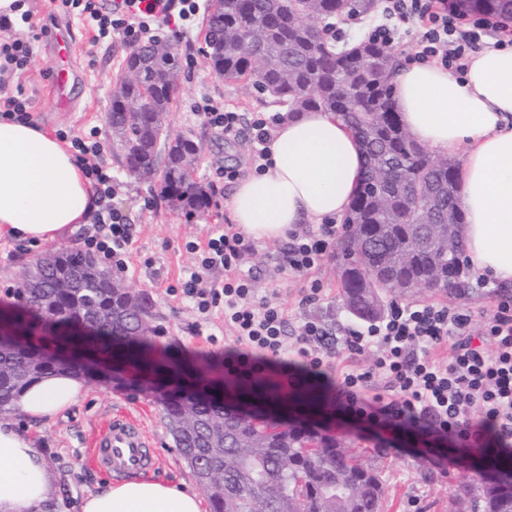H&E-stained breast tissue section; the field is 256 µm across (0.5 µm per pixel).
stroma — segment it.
Listing matches in <instances>:
<instances>
[{"instance_id":"1","label":"stroma","mask_w":512,"mask_h":512,"mask_svg":"<svg viewBox=\"0 0 512 512\" xmlns=\"http://www.w3.org/2000/svg\"><path fill=\"white\" fill-rule=\"evenodd\" d=\"M26 2L34 22L18 24L12 35L31 42L34 53L17 83L7 86L6 95L23 94L30 102L35 124L50 135L97 131L103 145L102 159L117 182L113 202L134 226L127 269L118 273L117 278L150 305L153 319L149 340L169 360L184 361L205 370L223 367L236 342L224 328L222 309H215L209 319H202L182 299L179 288L195 262L194 254L186 249L187 243L205 240L209 228L231 224L229 204L234 182L223 181L222 192L214 197L205 215L189 217L162 199L159 182L129 175L120 151L112 144V132L105 120L112 95L125 73L127 43L94 41L92 28L80 18L77 9L63 8L61 0ZM209 12L210 6L205 2L187 33L178 39L179 91L166 118L171 135H188L201 143L194 175L202 183L222 168L239 170L245 176L252 174L253 141L252 132L246 127L237 137L225 138L195 114V105L209 97L248 120L258 112L270 116L281 110L280 105L257 89L213 74L204 57ZM61 21L72 28L73 53L80 72L73 89L75 107L69 111L58 107L49 82L57 64L49 43ZM383 21L378 8L358 16L346 13L333 19L331 36L339 47L349 48L366 40L372 27ZM254 245V251L245 258L243 270L253 277L258 295L280 302L294 321L314 317L336 332L355 323V316L342 306L337 256H330L313 271V278L322 283V293L318 300L307 303L303 300L302 281L286 265L284 240L258 239ZM81 247L82 241L76 235L37 248L1 238L0 307L17 306L16 291L29 264L50 253ZM85 382L88 396L81 404L43 425L33 426L23 420L18 423L41 448L51 477V494L44 512H79L85 496L110 483L109 475L88 462L86 443L99 419L121 408L142 422L156 442L161 465L154 473L155 478L194 484L195 478L181 460L166 428L158 394L100 374L87 375ZM287 420L311 427L318 436L341 440L363 466L375 470L384 484L381 512H470L472 492L480 490L485 481L500 477L498 469L486 468L482 452L475 449L446 445L429 452L415 446L404 434L394 437L391 448L376 447L372 437L334 414L327 404L314 414L289 413Z\"/></svg>"}]
</instances>
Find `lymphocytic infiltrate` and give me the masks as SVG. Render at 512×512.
Returning <instances> with one entry per match:
<instances>
[{
	"label": "lymphocytic infiltrate",
	"mask_w": 512,
	"mask_h": 512,
	"mask_svg": "<svg viewBox=\"0 0 512 512\" xmlns=\"http://www.w3.org/2000/svg\"><path fill=\"white\" fill-rule=\"evenodd\" d=\"M63 3L78 7L99 38L128 44L140 41L155 26L186 32L200 9L199 0H113L107 10L98 0ZM382 13L387 21L372 30L370 41L390 47L400 27L421 28L418 58L437 59L460 74L483 35L491 31L504 38L512 33L506 22L463 11L458 0H383ZM70 144L85 164L98 203L97 228L84 236V250L124 269L133 226L112 204L116 185L100 160L102 144L82 136L71 137ZM341 234L334 224L321 225L315 233L292 234L286 261L290 272L305 278L306 300L321 293L322 285L312 273L330 256ZM187 248L202 257L182 282V295L204 315L223 308L224 327L238 345L227 363L230 372L263 365L285 368L293 354L330 392L336 411L364 424L378 445L405 432L423 448H512V297L484 311L477 327L470 311L461 306L394 303L381 319L347 328L338 339L315 319L290 324L282 304L257 295L251 276L242 270L245 254L254 249L243 233L216 230L204 243L191 241ZM216 269L224 273L219 288L204 282L205 273ZM340 348L348 364L329 375L330 361ZM442 349L447 357H439ZM365 356L371 359L366 366L360 363Z\"/></svg>",
	"instance_id": "lymphocytic-infiltrate-1"
}]
</instances>
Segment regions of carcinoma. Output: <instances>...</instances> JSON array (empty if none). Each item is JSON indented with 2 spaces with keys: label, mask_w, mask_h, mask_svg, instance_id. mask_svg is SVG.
<instances>
[{
  "label": "carcinoma",
  "mask_w": 512,
  "mask_h": 512,
  "mask_svg": "<svg viewBox=\"0 0 512 512\" xmlns=\"http://www.w3.org/2000/svg\"><path fill=\"white\" fill-rule=\"evenodd\" d=\"M477 10L512 16V0H470ZM348 0H216L205 41L208 66L224 80L243 82L274 97L286 114L331 112L360 139L363 183L343 223L339 244L341 296L357 317L375 320L391 292L412 296L427 288L457 298L473 293L459 273L465 245L459 233L460 168L417 143L391 102L390 48L363 41L342 51L328 44L330 19L349 12ZM155 48L143 49L141 67H126L121 92L106 122L127 169L138 177L162 172L161 193L190 215L209 206L192 162L201 146L171 137L165 119L178 91L177 72L153 70ZM40 276L23 282L19 312H0V417L12 412L36 380L60 371L92 370L57 355L63 338L95 328L97 349L121 358L136 383L163 394L164 418L180 458L209 497L211 512H381L379 474L358 463L334 439L316 440L296 426L263 417H236L224 408V376L163 362L146 340L149 308L104 277L93 258L76 250L36 264ZM70 282L71 288L60 287ZM102 309L112 319L97 322ZM44 332L22 330L25 314ZM205 385L207 403L192 399ZM241 403L262 408L276 399L269 385H233ZM475 512H512V476L473 500Z\"/></svg>",
  "instance_id": "obj_1"
}]
</instances>
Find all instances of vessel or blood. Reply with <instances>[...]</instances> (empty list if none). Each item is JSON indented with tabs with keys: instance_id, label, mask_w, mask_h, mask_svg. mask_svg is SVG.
I'll return each instance as SVG.
<instances>
[{
	"instance_id": "b4317fda",
	"label": "vessel or blood",
	"mask_w": 512,
	"mask_h": 512,
	"mask_svg": "<svg viewBox=\"0 0 512 512\" xmlns=\"http://www.w3.org/2000/svg\"><path fill=\"white\" fill-rule=\"evenodd\" d=\"M77 78L75 61L63 56L51 78L52 91L60 108H73L71 90ZM88 448L91 465L111 475H132L157 466L151 437L125 411L110 414L89 439Z\"/></svg>"
}]
</instances>
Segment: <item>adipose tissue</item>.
Masks as SVG:
<instances>
[{
  "label": "adipose tissue",
  "instance_id": "1",
  "mask_svg": "<svg viewBox=\"0 0 512 512\" xmlns=\"http://www.w3.org/2000/svg\"><path fill=\"white\" fill-rule=\"evenodd\" d=\"M392 105L413 138L448 155L464 152L459 203L465 259L473 275L512 284V46L477 51L457 76L403 60L390 80ZM264 171L241 179L230 202L234 224L279 240L302 224L343 215L354 200L364 155L333 113L301 112L275 131ZM97 208L84 167L36 125L0 119V238L40 245L74 235ZM87 393L60 372L33 383L15 412L46 423ZM42 452L11 422H0V512H41L50 495ZM81 512H201L184 487L130 479L90 494Z\"/></svg>",
  "mask_w": 512,
  "mask_h": 512
}]
</instances>
